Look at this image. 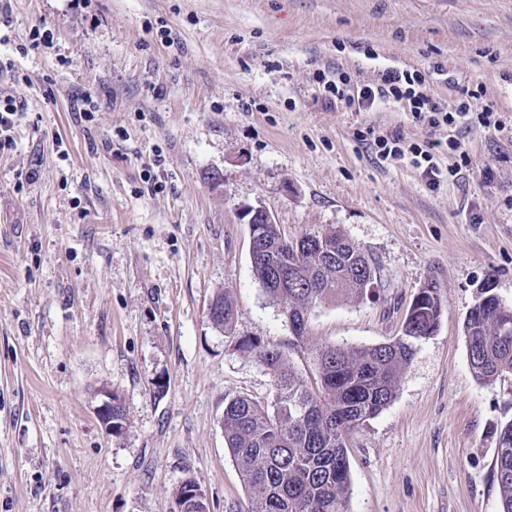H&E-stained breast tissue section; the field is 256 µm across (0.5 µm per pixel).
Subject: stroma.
I'll return each instance as SVG.
<instances>
[{
	"mask_svg": "<svg viewBox=\"0 0 512 512\" xmlns=\"http://www.w3.org/2000/svg\"><path fill=\"white\" fill-rule=\"evenodd\" d=\"M39 27L54 39L35 49ZM1 60L21 114L0 153V512H167L188 477L209 512H242L224 405L274 385L241 341L314 385L322 346L394 340L431 277L440 327L351 437L348 512H500L512 380L475 377L463 322L482 282L512 304V135L459 131L440 163L469 165L433 191L361 135L447 129L393 102L342 111L317 79L416 69L447 104L483 85L512 122V0H0ZM259 205L285 237L332 229L362 249L369 296L315 307L295 337L252 271L242 212ZM220 290L228 330L208 316ZM104 388L126 409L112 435ZM213 305L221 309L220 315L214 318L213 324L224 329L230 327L235 320L237 311L226 291H217L214 296Z\"/></svg>",
	"mask_w": 512,
	"mask_h": 512,
	"instance_id": "obj_1",
	"label": "stroma"
}]
</instances>
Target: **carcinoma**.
Wrapping results in <instances>:
<instances>
[{
  "instance_id": "carcinoma-1",
  "label": "carcinoma",
  "mask_w": 512,
  "mask_h": 512,
  "mask_svg": "<svg viewBox=\"0 0 512 512\" xmlns=\"http://www.w3.org/2000/svg\"><path fill=\"white\" fill-rule=\"evenodd\" d=\"M262 229L252 271L282 306L294 336H303L313 307L370 292L376 269L341 234L308 232L290 240L277 224ZM419 290L426 294L424 304L407 311L402 336L371 347H322L314 388L298 380L280 349L250 344L272 374L275 391L266 406L244 396L224 405V439L247 492L245 512H348L349 436L391 403L413 341L432 335L441 323L438 281L431 277ZM491 291L487 282L478 286L463 324L467 356L480 381L512 377V305L490 297ZM213 305L221 309L214 325L231 326L237 311L226 291L215 294ZM497 477L500 512H512V420L499 431ZM196 492L190 480L180 485L175 501L182 512L208 509Z\"/></svg>"
}]
</instances>
